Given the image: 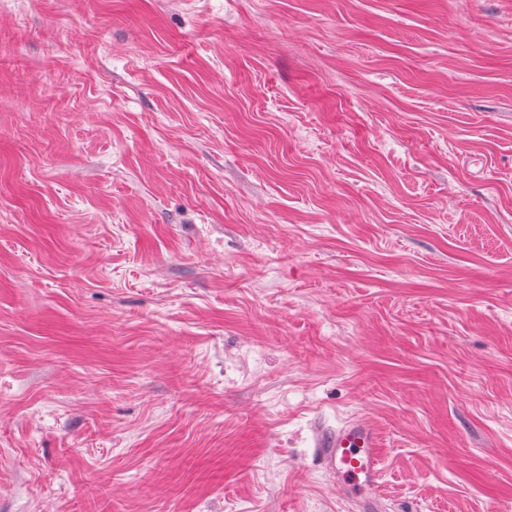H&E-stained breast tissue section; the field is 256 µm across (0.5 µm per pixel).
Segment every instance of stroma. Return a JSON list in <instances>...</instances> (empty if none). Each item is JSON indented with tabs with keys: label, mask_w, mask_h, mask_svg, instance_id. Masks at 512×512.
Returning <instances> with one entry per match:
<instances>
[{
	"label": "stroma",
	"mask_w": 512,
	"mask_h": 512,
	"mask_svg": "<svg viewBox=\"0 0 512 512\" xmlns=\"http://www.w3.org/2000/svg\"><path fill=\"white\" fill-rule=\"evenodd\" d=\"M512 512V0H0V512ZM316 446L322 448L321 459L326 468L350 476L363 489H370L375 481L379 460L373 448L377 438L363 423H347L326 435H316Z\"/></svg>",
	"instance_id": "stroma-1"
}]
</instances>
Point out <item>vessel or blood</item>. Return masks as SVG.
<instances>
[{
    "instance_id": "1",
    "label": "vessel or blood",
    "mask_w": 512,
    "mask_h": 512,
    "mask_svg": "<svg viewBox=\"0 0 512 512\" xmlns=\"http://www.w3.org/2000/svg\"><path fill=\"white\" fill-rule=\"evenodd\" d=\"M316 445L321 448L322 463L326 468L350 476L363 489H370L375 481L379 460L375 454L377 438L372 429L352 422L327 435L317 433Z\"/></svg>"
}]
</instances>
